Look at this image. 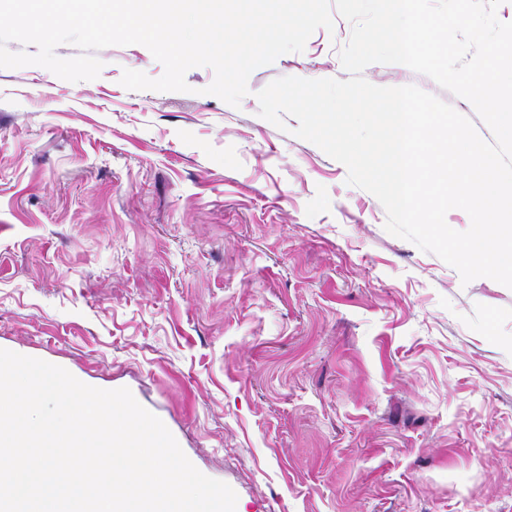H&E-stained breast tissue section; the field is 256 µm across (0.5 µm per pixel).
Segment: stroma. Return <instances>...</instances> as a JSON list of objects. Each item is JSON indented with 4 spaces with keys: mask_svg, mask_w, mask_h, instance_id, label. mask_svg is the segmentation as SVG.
<instances>
[{
    "mask_svg": "<svg viewBox=\"0 0 512 512\" xmlns=\"http://www.w3.org/2000/svg\"><path fill=\"white\" fill-rule=\"evenodd\" d=\"M232 107L0 68V348L129 388L235 512H512V289L389 234L346 167L259 115L279 77L348 79L334 15ZM489 127L472 104L393 64Z\"/></svg>",
    "mask_w": 512,
    "mask_h": 512,
    "instance_id": "stroma-1",
    "label": "stroma"
}]
</instances>
